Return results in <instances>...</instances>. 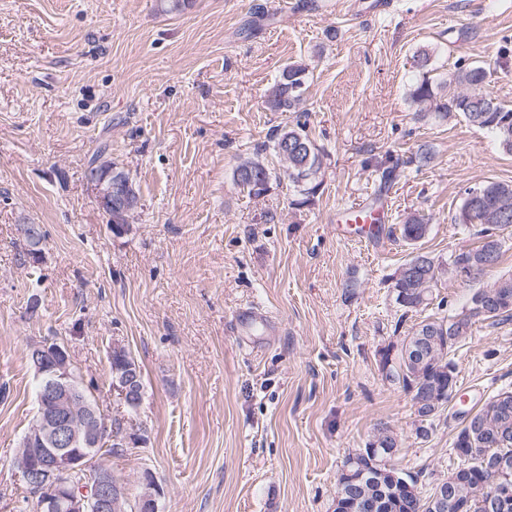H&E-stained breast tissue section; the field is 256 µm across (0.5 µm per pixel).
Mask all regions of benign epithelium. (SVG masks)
<instances>
[{"instance_id": "7a95c632", "label": "benign epithelium", "mask_w": 512, "mask_h": 512, "mask_svg": "<svg viewBox=\"0 0 512 512\" xmlns=\"http://www.w3.org/2000/svg\"><path fill=\"white\" fill-rule=\"evenodd\" d=\"M96 201L106 212L122 206L126 195L112 172L88 174ZM36 377L49 380L42 391L36 419L20 448L18 467L23 481L39 494L40 512H120L124 489L114 480L112 470L94 463L91 449L108 439L109 424L104 411L88 402L70 383V359L63 348L36 344L31 347ZM123 404L140 409L142 397L136 378L128 373L113 384ZM85 473L89 485L75 488L73 473ZM485 508L507 512L512 507V487L493 478L480 481L475 490ZM142 512H157L155 485L145 477L136 498Z\"/></svg>"}]
</instances>
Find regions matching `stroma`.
<instances>
[{
	"label": "stroma",
	"mask_w": 512,
	"mask_h": 512,
	"mask_svg": "<svg viewBox=\"0 0 512 512\" xmlns=\"http://www.w3.org/2000/svg\"><path fill=\"white\" fill-rule=\"evenodd\" d=\"M422 49L441 75L490 63V90L512 105V0H191L175 13L0 0V512L29 510L16 457L38 410L28 352L45 341L112 418L126 414L113 347L139 365L145 441L102 461L130 497L152 475L158 512H333L345 456L381 428L422 494L457 467L464 415L512 390V322L473 326L456 396L422 422L380 352L489 276L443 275L408 314L391 276L414 255L445 265L479 246L453 217L467 188L512 182V155L460 116L420 117ZM289 62L308 65L307 98L270 111ZM299 124L324 153L312 205L294 206L284 176L264 196L240 191L239 162L258 153L282 169L271 137ZM104 142L140 192L121 234L86 177ZM389 154L404 165L384 184L375 165ZM357 204L380 206L378 237L339 233ZM414 214L429 230L409 244ZM26 224L44 234L36 262ZM249 304L272 321L243 333ZM112 366L110 362V369L112 373V383L116 380L119 374L130 371L132 367L139 370V385L142 388L143 394V377L140 367L136 364L134 359L123 348H114L112 350Z\"/></svg>",
	"instance_id": "1"
}]
</instances>
